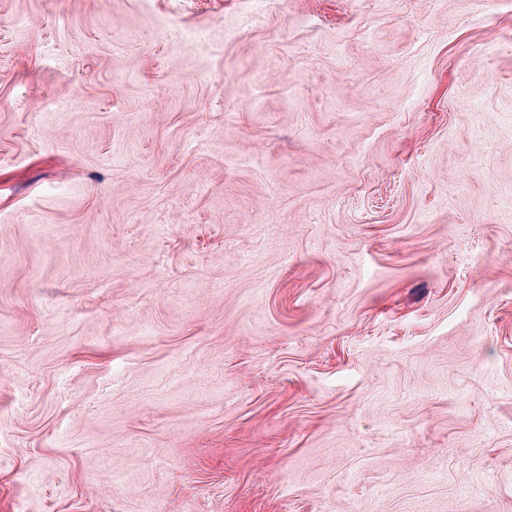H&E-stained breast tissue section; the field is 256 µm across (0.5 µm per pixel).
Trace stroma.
I'll return each instance as SVG.
<instances>
[{"mask_svg":"<svg viewBox=\"0 0 512 512\" xmlns=\"http://www.w3.org/2000/svg\"><path fill=\"white\" fill-rule=\"evenodd\" d=\"M0 512H512V0H0Z\"/></svg>","mask_w":512,"mask_h":512,"instance_id":"35a3bbf8","label":"stroma"}]
</instances>
